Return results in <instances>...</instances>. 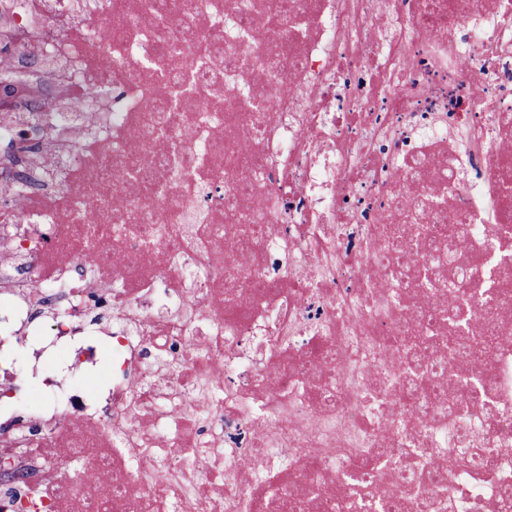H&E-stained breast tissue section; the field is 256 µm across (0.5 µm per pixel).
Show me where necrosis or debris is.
<instances>
[{"label": "necrosis or debris", "instance_id": "necrosis-or-debris-1", "mask_svg": "<svg viewBox=\"0 0 512 512\" xmlns=\"http://www.w3.org/2000/svg\"><path fill=\"white\" fill-rule=\"evenodd\" d=\"M32 2L0 0V61L38 72L50 96L46 112L0 111V325L61 357L106 336L112 374L30 392L27 414L0 423V451L38 473L24 496L40 512H290L299 483L344 496L337 477L392 431L398 448L492 449L495 476L474 466L431 485L435 512H512V0H315L300 39L251 41L211 38L224 0L149 25L154 0ZM229 55L268 101L251 177L265 223L248 227L246 259L224 250V190L241 171L208 121ZM106 80L111 103L90 108L86 90ZM189 87L192 110L155 135L145 92ZM423 157L452 173L428 232L456 233L475 270L433 300L469 303L491 339L449 363L429 399L459 412L439 422L403 397L381 346L409 333L389 229ZM160 158L155 193L139 194L140 166ZM84 448L97 482L71 466Z\"/></svg>", "mask_w": 512, "mask_h": 512}]
</instances>
